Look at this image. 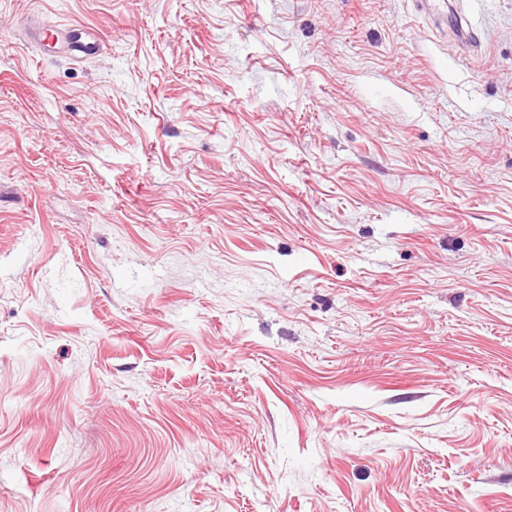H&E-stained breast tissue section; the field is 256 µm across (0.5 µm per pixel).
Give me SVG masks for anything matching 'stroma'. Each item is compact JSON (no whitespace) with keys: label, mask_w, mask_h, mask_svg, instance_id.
Returning a JSON list of instances; mask_svg holds the SVG:
<instances>
[{"label":"stroma","mask_w":512,"mask_h":512,"mask_svg":"<svg viewBox=\"0 0 512 512\" xmlns=\"http://www.w3.org/2000/svg\"><path fill=\"white\" fill-rule=\"evenodd\" d=\"M447 9L0 0V512H512V0Z\"/></svg>","instance_id":"obj_1"}]
</instances>
